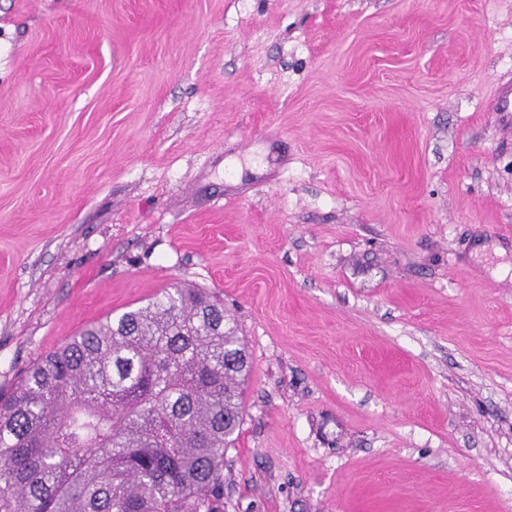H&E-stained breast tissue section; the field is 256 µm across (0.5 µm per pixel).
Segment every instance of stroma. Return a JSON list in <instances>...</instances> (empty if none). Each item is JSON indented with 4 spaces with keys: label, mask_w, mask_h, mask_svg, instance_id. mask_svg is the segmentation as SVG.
Wrapping results in <instances>:
<instances>
[{
    "label": "stroma",
    "mask_w": 512,
    "mask_h": 512,
    "mask_svg": "<svg viewBox=\"0 0 512 512\" xmlns=\"http://www.w3.org/2000/svg\"><path fill=\"white\" fill-rule=\"evenodd\" d=\"M178 283L224 512H512V0H0V391Z\"/></svg>",
    "instance_id": "obj_1"
}]
</instances>
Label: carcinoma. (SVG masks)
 I'll return each instance as SVG.
<instances>
[{
    "label": "carcinoma",
    "mask_w": 512,
    "mask_h": 512,
    "mask_svg": "<svg viewBox=\"0 0 512 512\" xmlns=\"http://www.w3.org/2000/svg\"><path fill=\"white\" fill-rule=\"evenodd\" d=\"M250 367L202 288L90 324L0 395V512H223Z\"/></svg>",
    "instance_id": "carcinoma-1"
}]
</instances>
